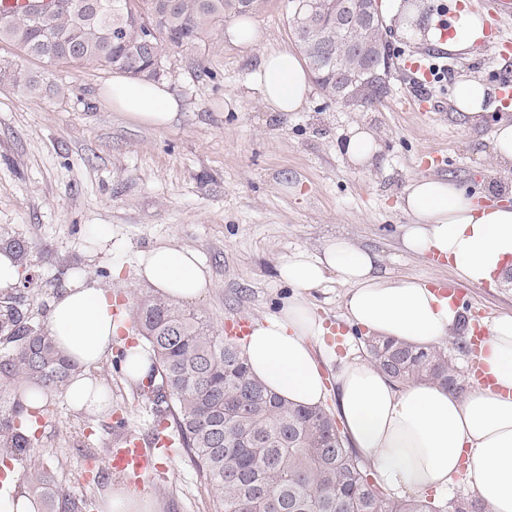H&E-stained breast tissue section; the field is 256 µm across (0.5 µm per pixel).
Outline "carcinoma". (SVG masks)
Instances as JSON below:
<instances>
[{"instance_id": "1", "label": "carcinoma", "mask_w": 512, "mask_h": 512, "mask_svg": "<svg viewBox=\"0 0 512 512\" xmlns=\"http://www.w3.org/2000/svg\"><path fill=\"white\" fill-rule=\"evenodd\" d=\"M262 0H49L35 10L0 12V41L48 62L94 63L129 77L156 82L170 55L184 46L215 39L224 19L260 9ZM293 3V30L310 17L306 0ZM322 39H296L318 88L330 99L336 77L362 68L346 37L336 32V5L356 0H314ZM359 37L380 48V69L391 71L390 44L383 28L368 26ZM0 83L22 93L56 95L21 66L0 61ZM0 249L27 272L19 295L4 301L0 319V389L12 392L29 382L59 392L78 367L57 349L48 329L21 309L22 293L38 287L28 273L29 249L0 233ZM132 331L153 359L151 394L157 422L173 420L215 512H488L472 495L459 500L395 497L372 484L370 462L346 446L347 437L323 406H294L272 394L248 371L243 352L224 338L205 315L159 296L143 295ZM367 353L392 381L436 382L457 395L465 392L455 358L438 345L426 350L389 338L364 341ZM28 410L18 397L0 408V457L28 458L36 435L25 424ZM42 512H89L87 499L66 490L36 463L24 474Z\"/></svg>"}]
</instances>
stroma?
<instances>
[{
  "mask_svg": "<svg viewBox=\"0 0 512 512\" xmlns=\"http://www.w3.org/2000/svg\"><path fill=\"white\" fill-rule=\"evenodd\" d=\"M291 16L290 0H263L252 16L259 44L242 46L221 33L214 44L178 49L161 78L180 106L165 130L135 123L112 107V72L28 60L0 42V59L42 84L66 88L59 96L34 95L0 84V230L29 247L40 280L27 302L38 321L46 320L53 299L75 276L96 282L134 315L147 290L136 277L139 258L160 243L194 249L208 267L212 286L192 308L218 329L229 317L254 321L276 313L292 293L278 276L279 260L299 248L318 252L336 236L376 252L389 275L453 282L450 269L404 249L402 192L410 180L435 176L483 192L503 109L468 127L454 116L451 96L465 78L497 89L501 79L512 78V59H500L490 38L449 53L400 35L391 22L393 67L381 103L355 107L314 86L301 111L282 114L266 109L249 76L262 54L296 51ZM416 54L425 64L447 66V79L410 85L401 64ZM421 95L428 111L410 105ZM356 123L376 131L382 144L367 171L344 153L346 131ZM430 148L446 154L442 169L422 163ZM103 269L121 275L100 277ZM346 293L331 274L305 294L328 330L314 351L330 408L341 362L366 353L346 319ZM476 311L486 324L512 312V287H470L461 316L467 320ZM92 375L110 389L109 411L79 410L57 394L30 457L71 493L97 504L122 482L104 464L115 410H123L129 431L143 438L153 436L154 419L151 402L136 397L135 382L112 372L110 361ZM159 464L144 487L157 512H214L186 452L172 449Z\"/></svg>",
  "mask_w": 512,
  "mask_h": 512,
  "instance_id": "35a3bbf8",
  "label": "stroma"
}]
</instances>
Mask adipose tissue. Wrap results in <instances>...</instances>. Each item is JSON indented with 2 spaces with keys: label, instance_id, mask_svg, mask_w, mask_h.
Returning a JSON list of instances; mask_svg holds the SVG:
<instances>
[{
  "label": "adipose tissue",
  "instance_id": "adipose-tissue-1",
  "mask_svg": "<svg viewBox=\"0 0 512 512\" xmlns=\"http://www.w3.org/2000/svg\"><path fill=\"white\" fill-rule=\"evenodd\" d=\"M484 36V17L458 11L443 46L458 53ZM272 111H300L310 91L305 68L287 51L262 56L250 76ZM489 88L481 80H460L452 104L458 118L475 123L487 112ZM113 108L135 122L169 127L179 105L165 84L114 77ZM402 225L405 248L445 259L458 281L480 286L512 273V204L482 203L457 182L439 177L413 180L405 189ZM377 256L350 239L329 240L320 255L298 249L281 258L278 272L294 293L277 315L255 321L244 347L253 377L268 391L313 406L325 397V379L313 343L323 335L320 318L304 298L327 274L348 289L345 309L351 326L366 334L394 337L428 347L452 336L459 309L425 279L381 274ZM139 280L163 296L184 302L202 299L211 286L198 253L169 244L145 252ZM46 326L63 356L80 365L64 394L76 408L108 409L101 386L87 375L112 353L121 320L111 297L78 278L52 302ZM483 362L493 385L465 396L423 382L399 387L367 357L344 362L336 374V405L351 444L376 470L381 488L402 494L443 490L467 468L490 512H512V313L493 319Z\"/></svg>",
  "mask_w": 512,
  "mask_h": 512
}]
</instances>
